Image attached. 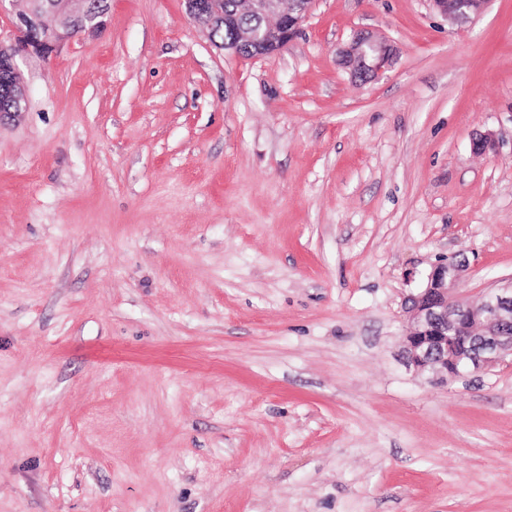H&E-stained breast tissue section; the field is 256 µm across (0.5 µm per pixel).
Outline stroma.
Returning a JSON list of instances; mask_svg holds the SVG:
<instances>
[{
	"label": "stroma",
	"instance_id": "stroma-1",
	"mask_svg": "<svg viewBox=\"0 0 512 512\" xmlns=\"http://www.w3.org/2000/svg\"><path fill=\"white\" fill-rule=\"evenodd\" d=\"M108 3L0 117V512H512V362L432 382L404 311L512 283V0H312L258 58ZM449 24L461 23L481 15L492 0H431ZM337 56L339 64L352 79L369 83L378 79L393 64L395 51L391 45L377 40L368 32L360 31L338 50Z\"/></svg>",
	"mask_w": 512,
	"mask_h": 512
}]
</instances>
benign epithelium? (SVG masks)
Masks as SVG:
<instances>
[{
    "mask_svg": "<svg viewBox=\"0 0 512 512\" xmlns=\"http://www.w3.org/2000/svg\"><path fill=\"white\" fill-rule=\"evenodd\" d=\"M311 0H237L230 13L216 7V0H186L189 17L205 30L219 23L236 30V43L222 44L233 53L246 47L251 56L284 49L297 32ZM448 23H461L481 15L491 0H432ZM56 23L43 22L45 12ZM106 10L85 0L77 10L71 0H26L16 13L18 43H0V70L18 74L16 56L32 51L41 56L79 34H95L104 26ZM339 64L351 78L369 83L394 61L395 51L370 33L360 31L337 52ZM466 272L461 262H440L427 276L424 288L405 303L412 331L406 337L410 361L419 372L440 380L461 377L491 368L512 358V287L490 291L474 304L458 292Z\"/></svg>",
    "mask_w": 512,
    "mask_h": 512,
    "instance_id": "7a95c632",
    "label": "benign epithelium"
}]
</instances>
